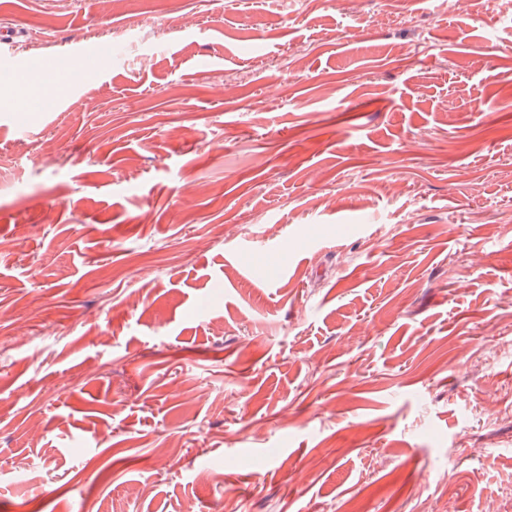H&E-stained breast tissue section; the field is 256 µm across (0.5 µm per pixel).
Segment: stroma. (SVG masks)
<instances>
[{
  "label": "stroma",
  "instance_id": "1",
  "mask_svg": "<svg viewBox=\"0 0 512 512\" xmlns=\"http://www.w3.org/2000/svg\"><path fill=\"white\" fill-rule=\"evenodd\" d=\"M386 10L0 0V512L512 506V19Z\"/></svg>",
  "mask_w": 512,
  "mask_h": 512
}]
</instances>
